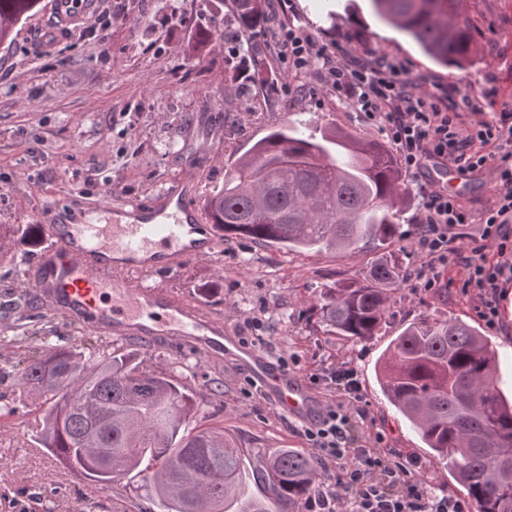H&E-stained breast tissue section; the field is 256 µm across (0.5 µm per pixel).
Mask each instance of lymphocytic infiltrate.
Returning <instances> with one entry per match:
<instances>
[{"instance_id": "lymphocytic-infiltrate-1", "label": "lymphocytic infiltrate", "mask_w": 512, "mask_h": 512, "mask_svg": "<svg viewBox=\"0 0 512 512\" xmlns=\"http://www.w3.org/2000/svg\"><path fill=\"white\" fill-rule=\"evenodd\" d=\"M273 42L283 70H316L338 99L381 129L405 171L422 178L416 238L426 261L414 271L415 287L432 290L439 285L437 268L461 267L463 290L477 296V317L497 329L501 288L512 281V103L484 115L474 88L417 91L404 65L383 55L337 57L293 25L281 26ZM433 164L463 173L493 168L492 203L473 214L447 189L427 181ZM474 222L477 237L470 247L460 246L458 227ZM305 439L322 471H338L306 498L305 512H470L466 501L429 492L415 476L417 460L395 461L362 444L343 405H326Z\"/></svg>"}]
</instances>
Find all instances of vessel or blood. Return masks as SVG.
<instances>
[{
    "mask_svg": "<svg viewBox=\"0 0 512 512\" xmlns=\"http://www.w3.org/2000/svg\"><path fill=\"white\" fill-rule=\"evenodd\" d=\"M96 5L97 0H50L40 27L49 36L77 29ZM122 209L116 202L99 205L97 221L76 225L65 223L58 208L42 213L48 246L28 280L38 299L99 333L134 335L148 346L163 336L169 345L187 347L203 360L230 357L245 367L279 416L315 421L323 402L299 375L241 341L198 304L134 280L137 272L174 270L185 260L208 257L217 237L206 211L187 205L177 192L131 223L117 220Z\"/></svg>",
    "mask_w": 512,
    "mask_h": 512,
    "instance_id": "obj_1",
    "label": "vessel or blood"
}]
</instances>
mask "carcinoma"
<instances>
[{
	"label": "carcinoma",
	"mask_w": 512,
	"mask_h": 512,
	"mask_svg": "<svg viewBox=\"0 0 512 512\" xmlns=\"http://www.w3.org/2000/svg\"><path fill=\"white\" fill-rule=\"evenodd\" d=\"M36 2L0 0V46ZM234 2L243 29L260 25L261 0ZM372 3L440 64L470 60L472 35L459 0ZM406 202L386 144L333 128L316 135L285 126L237 160L204 208L226 241L382 252L364 280L326 288L310 307L330 332L362 342L386 325L395 287L412 274L391 250ZM16 233L20 246L38 245L36 225ZM497 364L481 329L426 317L393 339L379 376L390 404L445 462L474 512H512V404L501 394ZM17 374L19 385L36 392L38 444L99 491L133 474L166 512H280L320 484L316 462L303 452L242 448L218 425L188 428L196 394L173 372L148 368L138 353L104 349L87 357L54 345L24 359ZM248 458L264 494L240 499Z\"/></svg>",
	"instance_id": "cac0c4a2"
}]
</instances>
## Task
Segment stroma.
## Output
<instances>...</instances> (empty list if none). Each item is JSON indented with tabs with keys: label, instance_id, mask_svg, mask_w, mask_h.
<instances>
[{
	"label": "stroma",
	"instance_id": "obj_1",
	"mask_svg": "<svg viewBox=\"0 0 512 512\" xmlns=\"http://www.w3.org/2000/svg\"><path fill=\"white\" fill-rule=\"evenodd\" d=\"M476 51L464 67L447 68L426 56L398 28L383 22L371 0H289L287 12L266 9L249 30L252 54L233 56L238 33L233 0H98L93 18L52 44L38 38L35 17L23 20L10 47L0 46V225L33 223L47 206L83 215L97 201L116 200L146 210L156 207L182 178L187 156L198 159L194 203L224 183V175L271 128L319 132L336 125L364 138H382L348 103L328 93L315 72L282 71L272 52L282 17L336 55H386L403 62L421 90L431 83L485 90V112L512 100V0H461ZM211 32L195 47L199 21ZM232 125H225V112ZM403 180L409 193L395 253L409 267L423 256L415 245L420 182ZM36 251L0 237V311L7 300L32 297L25 271ZM375 252L287 251L248 240L218 242L209 259L185 261L177 271L158 270L143 283L200 301L273 362L287 360L299 376L346 364L357 373L366 412L355 415L364 440L383 435L398 458L420 463L417 476L435 494L462 497L419 434L383 397L378 360L408 323L451 317L480 326L473 293L461 290L462 269H440L449 282L445 298L403 285L393 316L378 336L355 343L325 334L308 308L322 289L363 279ZM222 280L221 294L200 299V287ZM501 325L490 337L499 356V386L512 394V283L500 302ZM0 319V394L18 396L19 362L52 345H88L90 331L41 303ZM155 366L175 369L200 392L192 423H215L245 448L307 451L303 426L278 416L260 395H245L246 372L225 360L206 361L157 347ZM224 393L210 395L214 376ZM88 488L46 449L30 427L0 420V512H84Z\"/></svg>",
	"mask_w": 512,
	"mask_h": 512
}]
</instances>
